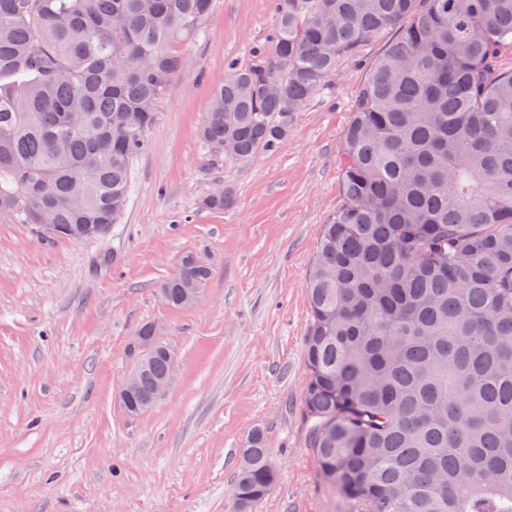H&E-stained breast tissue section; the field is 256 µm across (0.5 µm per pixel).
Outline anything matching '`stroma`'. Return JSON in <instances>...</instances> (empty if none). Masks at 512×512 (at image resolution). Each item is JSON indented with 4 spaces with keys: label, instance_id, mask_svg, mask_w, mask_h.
<instances>
[{
    "label": "stroma",
    "instance_id": "stroma-1",
    "mask_svg": "<svg viewBox=\"0 0 512 512\" xmlns=\"http://www.w3.org/2000/svg\"><path fill=\"white\" fill-rule=\"evenodd\" d=\"M274 3L217 0L158 105L107 240H46L0 215V512H237L241 448L256 428L278 481L252 512H350L318 477L300 410L304 283L340 200L352 102L394 34L342 60L278 149L227 161L197 128L225 62L267 46ZM218 184L233 204L203 207ZM188 252L213 276L199 304L167 308L159 288ZM147 322L176 369L131 416L120 393Z\"/></svg>",
    "mask_w": 512,
    "mask_h": 512
}]
</instances>
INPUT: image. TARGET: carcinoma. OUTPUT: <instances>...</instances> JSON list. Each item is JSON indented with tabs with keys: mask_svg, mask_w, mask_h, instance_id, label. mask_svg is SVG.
<instances>
[{
	"mask_svg": "<svg viewBox=\"0 0 512 512\" xmlns=\"http://www.w3.org/2000/svg\"><path fill=\"white\" fill-rule=\"evenodd\" d=\"M215 0H0V215L115 224L157 106ZM269 46L225 68L198 130L245 161L277 148L342 58L396 35L355 96L340 204L305 282L301 413L351 512H512V0H276ZM202 204L222 210V186ZM193 253L160 290L188 306ZM171 351L141 371L149 393ZM264 433L234 498L277 482Z\"/></svg>",
	"mask_w": 512,
	"mask_h": 512,
	"instance_id": "carcinoma-1",
	"label": "carcinoma"
}]
</instances>
